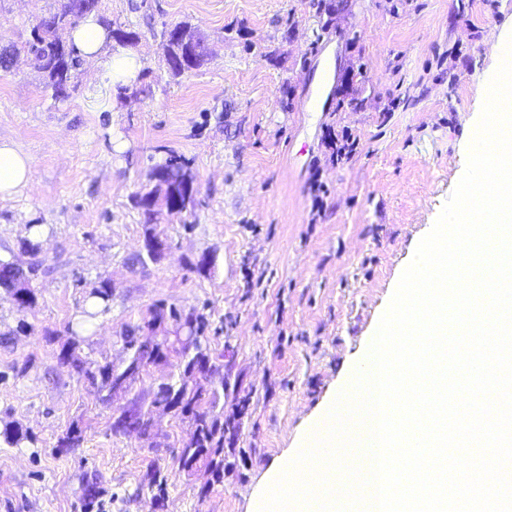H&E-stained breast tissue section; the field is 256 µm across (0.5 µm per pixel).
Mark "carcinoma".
Returning <instances> with one entry per match:
<instances>
[{"label":"carcinoma","mask_w":512,"mask_h":512,"mask_svg":"<svg viewBox=\"0 0 512 512\" xmlns=\"http://www.w3.org/2000/svg\"><path fill=\"white\" fill-rule=\"evenodd\" d=\"M59 5L42 14L31 30V38L23 46V51L30 57L34 68L45 78L47 85L53 90L55 97L65 98L70 90L72 71L78 65V51L74 44L63 39L66 30H72L90 14L99 11V0H58ZM163 37L167 45L166 65L174 76L200 67L208 56L205 37L190 27L176 24L166 28ZM158 181L168 185L172 190L181 191L188 183L196 184L197 179L189 163L182 157L171 155L164 165L156 168L150 174ZM152 194V186L146 185L135 197V204L141 211L145 224L153 225V230L159 236H165L161 225L155 224L156 213L146 205L147 198ZM20 251L30 257L27 267H22L14 261H0V287L12 292L19 309L25 310L35 303V295L28 285L30 275L42 265L38 259L39 243L27 237L20 243ZM111 297V283L108 279L100 281L99 286L89 294L91 306L94 309L108 306ZM159 323L164 332L174 329L175 332L186 334V339L193 348L177 350L170 348L167 340H162L152 346L140 344L134 330L125 331L124 336L129 341L132 355L128 360L127 369H140L145 365L173 356L177 366L182 371L192 372L205 368L217 371L224 367V351L211 348L209 338L205 336L206 319L195 312L184 313L174 306L160 304L156 307L149 324ZM79 343L75 340L64 346L60 352V360L72 365L81 376L94 386L106 391L103 401L112 400V392L119 390L116 383L114 365L110 362L87 367L77 354ZM224 398V390L197 385L190 387L183 379L167 383L158 388L151 404H172L181 406V414L190 417L193 431L180 451L177 460L179 470L201 467L208 470L212 482L220 483L224 479V440L235 437L240 422L234 418L245 414L249 399L242 398L234 405V411L228 417L224 416V408L219 406ZM148 412L138 403L123 413L111 425L115 434L133 430L146 436L149 434ZM85 431L77 426L71 427L66 434L59 438L57 447L77 448L84 440ZM6 443L12 446L23 444L32 445L35 437L17 426L4 429ZM141 489L154 494V499L160 501L168 494V478L156 468H149L144 475Z\"/></svg>","instance_id":"1"}]
</instances>
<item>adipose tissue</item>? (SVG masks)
<instances>
[{
  "instance_id": "obj_1",
  "label": "adipose tissue",
  "mask_w": 512,
  "mask_h": 512,
  "mask_svg": "<svg viewBox=\"0 0 512 512\" xmlns=\"http://www.w3.org/2000/svg\"><path fill=\"white\" fill-rule=\"evenodd\" d=\"M70 39L83 57L100 61L106 76L113 81H128L137 70L132 53L109 54L105 48L109 41L106 30L95 17H87L71 31ZM32 179V159L13 141L0 139V199L22 193Z\"/></svg>"
}]
</instances>
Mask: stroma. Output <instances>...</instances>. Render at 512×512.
<instances>
[{"label":"stroma","mask_w":512,"mask_h":512,"mask_svg":"<svg viewBox=\"0 0 512 512\" xmlns=\"http://www.w3.org/2000/svg\"><path fill=\"white\" fill-rule=\"evenodd\" d=\"M102 0L113 28L136 32L126 93L85 59L74 90L54 98L26 54L0 68V138L34 160L32 182L0 200V259L26 262L20 242L42 225L44 268L31 309L0 288V512H252L268 471L335 398L387 309L421 239L467 164L465 133L480 117L495 45L512 29V0ZM55 0H0V47L23 46ZM185 23L207 38L197 69L171 77L162 32ZM359 145L336 161L330 136ZM190 162L199 204L160 216L171 243L159 264L132 265L144 226L132 198L170 154ZM211 265L197 272L201 255ZM112 281L107 310L85 319L88 296ZM204 313L212 347L228 348L213 386L248 398L224 481L179 473L192 431L154 409V441L115 435L112 422L149 404L172 362L147 367L129 390L101 393L59 354L123 364V329L158 303ZM84 428L81 447L57 442ZM168 475L160 503L138 484Z\"/></svg>","instance_id":"1"}]
</instances>
